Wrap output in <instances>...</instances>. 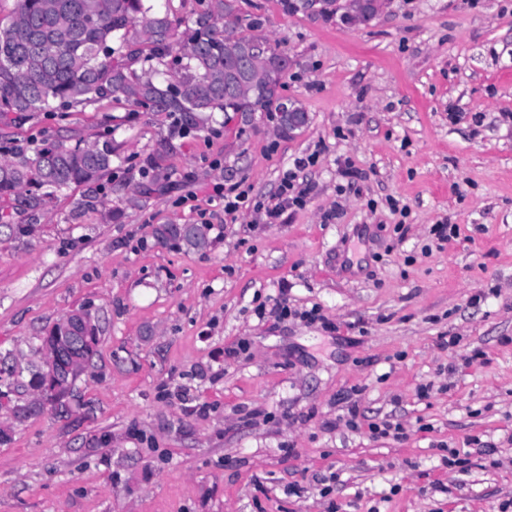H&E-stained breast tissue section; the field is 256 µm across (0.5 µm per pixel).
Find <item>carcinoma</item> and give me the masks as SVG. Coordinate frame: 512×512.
Segmentation results:
<instances>
[{
	"label": "carcinoma",
	"mask_w": 512,
	"mask_h": 512,
	"mask_svg": "<svg viewBox=\"0 0 512 512\" xmlns=\"http://www.w3.org/2000/svg\"><path fill=\"white\" fill-rule=\"evenodd\" d=\"M250 2L210 0L195 18L181 21L147 0H17L11 22L0 27V118L12 114L20 122L37 112L64 113L104 101L163 112L172 125L152 157L157 170L174 138L205 128L216 112H276L282 131L298 130L307 113L294 107L298 119L288 126L278 95L288 54L261 34L264 21L246 10ZM255 43L263 46L270 69L246 78L243 52ZM114 155L108 142L68 146L54 140L30 152L6 140L0 143V200L36 221L53 199L83 185L88 193L69 221L97 207L118 220L122 212L96 193ZM154 234L162 244L196 251L213 244L207 224H160ZM48 338L70 350L78 366L97 354L100 329L90 319L81 327L58 322L40 341ZM30 353L24 368L12 352L0 353V382L10 386L26 371L27 389L69 397L80 372L61 379L42 346ZM11 410L21 422L43 408L18 399Z\"/></svg>",
	"instance_id": "1"
}]
</instances>
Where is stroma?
I'll use <instances>...</instances> for the list:
<instances>
[{
    "label": "stroma",
    "instance_id": "stroma-1",
    "mask_svg": "<svg viewBox=\"0 0 512 512\" xmlns=\"http://www.w3.org/2000/svg\"><path fill=\"white\" fill-rule=\"evenodd\" d=\"M254 2L291 59L281 96L307 112L302 129L237 112L175 139L160 172L161 113L106 103L11 130L32 148L117 144L102 191L123 217L66 223L86 192L74 186L29 234L0 241V352L28 353L79 308L101 336L70 413L16 424L0 409V512H501L512 500V0H388L358 29ZM312 153L305 206L266 223L283 173ZM347 161L358 177L342 175ZM218 180L249 191L236 223L208 199ZM205 222L222 230L205 252L153 237ZM436 224L459 231L436 246ZM283 285L290 308L323 322L276 319ZM384 419L405 439L373 437ZM452 449L467 472L444 465Z\"/></svg>",
    "mask_w": 512,
    "mask_h": 512
}]
</instances>
